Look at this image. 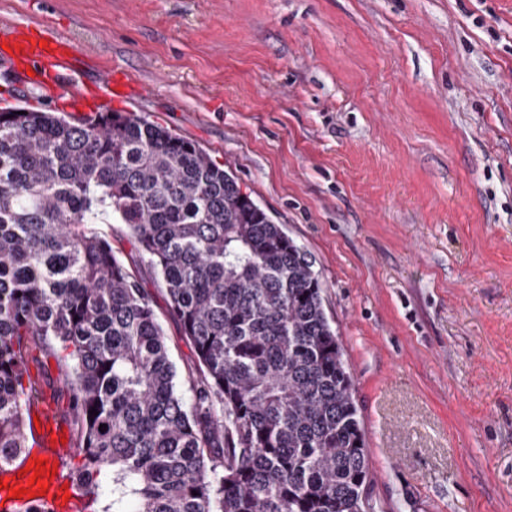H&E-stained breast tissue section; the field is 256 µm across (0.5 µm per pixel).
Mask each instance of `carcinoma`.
Wrapping results in <instances>:
<instances>
[{"instance_id": "1", "label": "carcinoma", "mask_w": 512, "mask_h": 512, "mask_svg": "<svg viewBox=\"0 0 512 512\" xmlns=\"http://www.w3.org/2000/svg\"><path fill=\"white\" fill-rule=\"evenodd\" d=\"M157 270L201 379L105 234ZM310 256L199 144L134 113L0 110V468L25 449L52 350L70 393L62 475L90 512H373L340 336ZM33 355L37 361L30 363L31 374L36 377L39 372L42 378L57 379L59 370L55 357L39 349L34 350Z\"/></svg>"}]
</instances>
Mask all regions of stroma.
<instances>
[{"label": "stroma", "instance_id": "35a3bbf8", "mask_svg": "<svg viewBox=\"0 0 512 512\" xmlns=\"http://www.w3.org/2000/svg\"><path fill=\"white\" fill-rule=\"evenodd\" d=\"M74 82L195 141L302 246L354 377L380 512H512V0H0ZM0 108L60 111L39 88ZM151 301L184 395L200 379Z\"/></svg>", "mask_w": 512, "mask_h": 512}]
</instances>
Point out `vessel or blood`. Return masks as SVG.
<instances>
[{
    "mask_svg": "<svg viewBox=\"0 0 512 512\" xmlns=\"http://www.w3.org/2000/svg\"><path fill=\"white\" fill-rule=\"evenodd\" d=\"M80 58L74 44L63 35L48 32L28 24L0 20V65L19 78H30L32 83L53 94L72 111H80L87 95L84 89L70 82ZM27 447L15 466L0 470V480L7 484L0 489V505H12L11 489L28 486L31 478L24 468L36 459L58 460L72 451L71 445L60 444L62 433L68 432L65 418L49 395L31 402L27 409ZM48 494H35L34 502L47 506L49 512H80L82 501L77 493L63 495L62 480L51 478Z\"/></svg>",
    "mask_w": 512,
    "mask_h": 512,
    "instance_id": "vessel-or-blood-1",
    "label": "vessel or blood"
}]
</instances>
